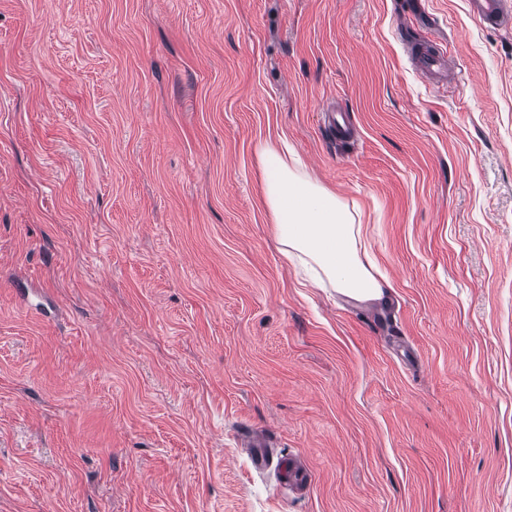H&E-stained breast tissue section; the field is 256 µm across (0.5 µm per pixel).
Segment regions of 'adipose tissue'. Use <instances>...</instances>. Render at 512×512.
<instances>
[{
  "mask_svg": "<svg viewBox=\"0 0 512 512\" xmlns=\"http://www.w3.org/2000/svg\"><path fill=\"white\" fill-rule=\"evenodd\" d=\"M263 202L273 216L277 249L311 284L359 303L386 299L390 282L367 244L358 207L349 206L308 172L281 137L256 148Z\"/></svg>",
  "mask_w": 512,
  "mask_h": 512,
  "instance_id": "1",
  "label": "adipose tissue"
}]
</instances>
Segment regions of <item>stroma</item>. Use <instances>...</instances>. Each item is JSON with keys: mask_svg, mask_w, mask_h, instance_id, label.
Here are the masks:
<instances>
[{"mask_svg": "<svg viewBox=\"0 0 512 512\" xmlns=\"http://www.w3.org/2000/svg\"><path fill=\"white\" fill-rule=\"evenodd\" d=\"M282 135L360 206L387 306L277 252ZM0 512H512V30L466 0H0ZM418 68L428 75L444 74L448 79V60L439 52L427 51L415 57Z\"/></svg>", "mask_w": 512, "mask_h": 512, "instance_id": "stroma-1", "label": "stroma"}]
</instances>
